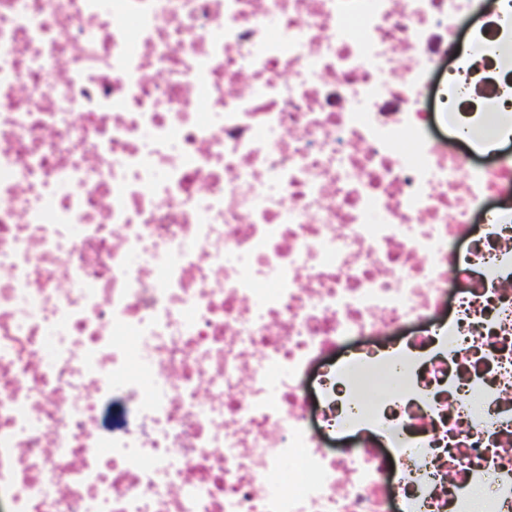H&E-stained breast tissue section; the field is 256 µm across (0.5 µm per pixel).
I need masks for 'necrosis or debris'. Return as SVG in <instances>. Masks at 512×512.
I'll return each mask as SVG.
<instances>
[{
    "instance_id": "4bbe7bcc",
    "label": "necrosis or debris",
    "mask_w": 512,
    "mask_h": 512,
    "mask_svg": "<svg viewBox=\"0 0 512 512\" xmlns=\"http://www.w3.org/2000/svg\"><path fill=\"white\" fill-rule=\"evenodd\" d=\"M472 2L0 0V512H512ZM139 422L135 404L121 391L107 395L99 404L96 430L99 434L112 437L136 429Z\"/></svg>"
}]
</instances>
